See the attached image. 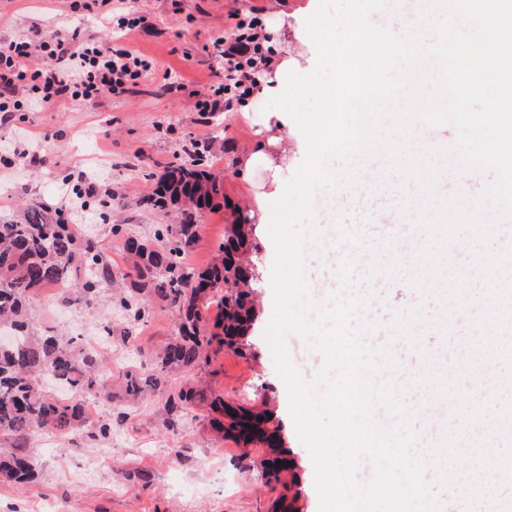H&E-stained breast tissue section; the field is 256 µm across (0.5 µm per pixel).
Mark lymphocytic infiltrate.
Returning a JSON list of instances; mask_svg holds the SVG:
<instances>
[{
    "label": "lymphocytic infiltrate",
    "instance_id": "obj_1",
    "mask_svg": "<svg viewBox=\"0 0 512 512\" xmlns=\"http://www.w3.org/2000/svg\"><path fill=\"white\" fill-rule=\"evenodd\" d=\"M263 34L251 22L237 21L218 53L224 60L221 80L199 93L195 107L216 112L233 98L251 94L256 75L271 59L262 51ZM158 65L123 42L81 41L54 34L38 40L0 43V113L34 112L68 100L96 105L106 93H122L151 77ZM28 87L27 100L15 99L18 86Z\"/></svg>",
    "mask_w": 512,
    "mask_h": 512
}]
</instances>
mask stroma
Returning a JSON list of instances; mask_svg holds the SVG:
<instances>
[{"label":"stroma","mask_w":512,"mask_h":512,"mask_svg":"<svg viewBox=\"0 0 512 512\" xmlns=\"http://www.w3.org/2000/svg\"><path fill=\"white\" fill-rule=\"evenodd\" d=\"M281 0H131L132 7L149 17L151 26L140 31L132 44L141 54L155 59L159 71L120 96H102L96 106L69 101L57 109L25 112L0 123V157L12 165H0V219L21 218L24 208L36 204L46 211L60 205L62 190L72 175L111 185L117 198L109 216H101L91 205L77 227L82 239L91 241L113 268L128 267L124 241L128 235H152L160 224L172 223V215L140 207V198L154 187L152 176L173 161L176 153L200 140L212 146L210 170L224 183L231 201L228 209L205 216L199 239L187 253L194 267L209 264L215 245L224 237L236 212H249L253 195L266 185L268 171L257 167L237 177L235 159L253 148L260 135L258 119L269 97L255 88L247 103L231 109L203 114L194 107L196 92L213 81L223 63L212 49L215 35L227 34L237 18L257 19L262 28L278 21ZM263 12L253 13L254 4ZM53 31L78 32L81 38L108 40V20L99 12L74 11L72 0H0V41L38 39ZM435 147L441 148L437 162L440 195L456 192L461 174L456 158L448 154L457 130L446 124L434 128ZM402 176L387 171L384 182L370 183L367 191L374 204L367 210L346 211L348 227L367 239L386 240L393 248L419 247L423 235L413 224L395 222L403 204L399 192ZM258 245L260 286L256 290L258 317L249 346L244 352L226 349L213 355L204 369H179L168 375L167 387L176 390L192 382H204L220 394L227 406H258L269 411L279 426L284 447L290 448L299 476V512H318L314 466L299 441L288 412V395L275 371L264 339L271 318L273 297L270 268L274 256L266 224L255 229ZM478 244L452 249L448 258L454 268L473 275L470 299L460 312H444L434 297L417 300L407 271L394 277L379 275L366 290L375 295L367 316L381 322L377 342L390 346L397 360L392 377L406 388V398L417 411L421 434L455 430L458 419L434 424L438 409L449 398L429 388L413 387L414 368L420 349H428L436 372L447 374L457 341L450 324L457 315L477 319L485 310V286L474 276ZM124 288L102 287L92 305H71L64 298L45 305L42 297L27 303L28 323L42 334L78 338L97 347L103 370L113 385H120L126 371L147 368L153 352L173 336L177 314L157 298L138 294L139 304L149 316L138 326H129L123 299ZM420 305V319L412 326L419 333L417 345L394 337L389 323L395 311ZM87 325L111 326L112 341L98 344L84 335ZM89 429L101 420L112 422L109 438L42 431L19 446L35 465L33 480L19 486L0 479V512H271L282 492L277 483L261 480L253 468L265 455L261 443L243 444L214 431L206 410L169 411L165 398L151 394L128 404L102 396H82Z\"/></svg>","instance_id":"1"}]
</instances>
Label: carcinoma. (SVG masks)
Masks as SVG:
<instances>
[{"instance_id":"1","label":"carcinoma","mask_w":512,"mask_h":512,"mask_svg":"<svg viewBox=\"0 0 512 512\" xmlns=\"http://www.w3.org/2000/svg\"><path fill=\"white\" fill-rule=\"evenodd\" d=\"M157 175L152 192L140 200L147 210L172 208L178 223L166 224L152 238L131 235L125 247L134 259L137 281L134 288L148 291L179 313L175 336L156 355L147 372L129 370L119 387L123 398L136 399L147 390L166 387L165 372L173 368H204L210 353L223 348L247 349V335L256 320L254 288L257 279L245 277L241 264L257 253L254 225L237 219L217 244V257L204 269L184 262V255L198 241L205 214L229 206L224 184L207 170L205 150L185 151ZM128 278L112 269L95 247L81 241L59 215L30 206L19 221H0V327L13 331L12 340L0 343V441L25 439L35 428L70 433L82 427L84 405L47 397L41 381L49 378L86 395L112 397V384L102 374L96 356L79 349L70 340L29 331L27 301L49 285L71 281L68 300L92 302L102 283ZM205 400L193 385L168 394L170 411L188 410ZM213 411H225L229 423L214 420L225 434L248 444L257 441L268 447V457L255 464L258 475L272 470L291 475L290 486L299 484L294 460L278 437V427L255 430L265 413L250 408H224L216 396ZM28 457L10 454L0 460V473L23 483L33 475Z\"/></svg>"}]
</instances>
